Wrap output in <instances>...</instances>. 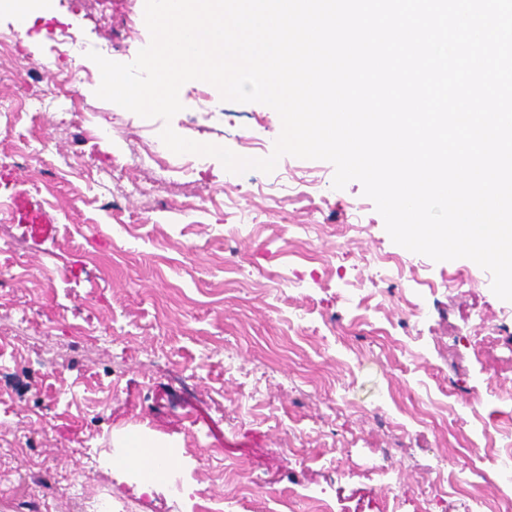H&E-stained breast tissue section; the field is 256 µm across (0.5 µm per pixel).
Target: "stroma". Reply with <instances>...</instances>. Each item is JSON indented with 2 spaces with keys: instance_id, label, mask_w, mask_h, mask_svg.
I'll return each instance as SVG.
<instances>
[{
  "instance_id": "35a3bbf8",
  "label": "stroma",
  "mask_w": 512,
  "mask_h": 512,
  "mask_svg": "<svg viewBox=\"0 0 512 512\" xmlns=\"http://www.w3.org/2000/svg\"><path fill=\"white\" fill-rule=\"evenodd\" d=\"M144 5L49 0L22 39L27 71L0 63V97L46 86L39 64L63 26L125 62L150 41ZM59 69L84 126L64 102L0 126L41 150L0 160V512H73L75 482L130 512H194L173 478L221 512H308L316 490L327 512H463L456 480L502 512L512 302L490 273L395 244L361 183L334 189L326 161L285 156L241 175L211 156L187 173L175 153L133 163L167 124L271 154L281 121L269 106L192 80L166 123L97 98L90 59ZM130 430L169 454L167 476L148 484L112 464ZM241 461L259 495L242 492ZM41 472L54 490L30 482Z\"/></svg>"
}]
</instances>
